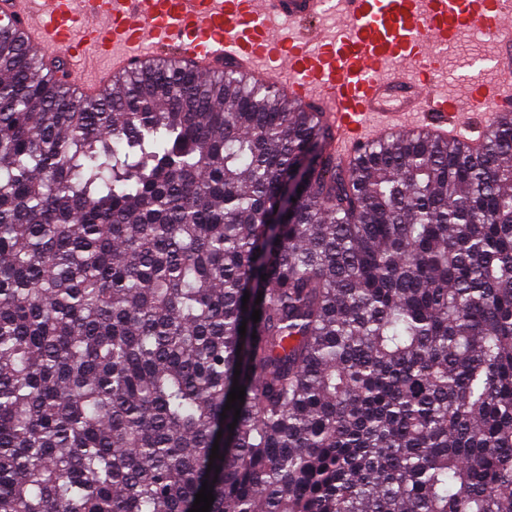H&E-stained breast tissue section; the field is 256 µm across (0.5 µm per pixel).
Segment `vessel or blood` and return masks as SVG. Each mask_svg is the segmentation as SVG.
Segmentation results:
<instances>
[{"label":"vessel or blood","instance_id":"1","mask_svg":"<svg viewBox=\"0 0 512 512\" xmlns=\"http://www.w3.org/2000/svg\"><path fill=\"white\" fill-rule=\"evenodd\" d=\"M5 16L86 69V96L161 53L203 76H278L322 112L341 160L392 133L481 135L512 113V0H0ZM475 32L493 38L499 77L449 95L443 50Z\"/></svg>","mask_w":512,"mask_h":512}]
</instances>
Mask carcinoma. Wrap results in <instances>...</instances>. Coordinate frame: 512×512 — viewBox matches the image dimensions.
I'll return each mask as SVG.
<instances>
[{
  "instance_id": "cac0c4a2",
  "label": "carcinoma",
  "mask_w": 512,
  "mask_h": 512,
  "mask_svg": "<svg viewBox=\"0 0 512 512\" xmlns=\"http://www.w3.org/2000/svg\"><path fill=\"white\" fill-rule=\"evenodd\" d=\"M330 138L172 58L84 98L0 24V512H512V118Z\"/></svg>"
}]
</instances>
